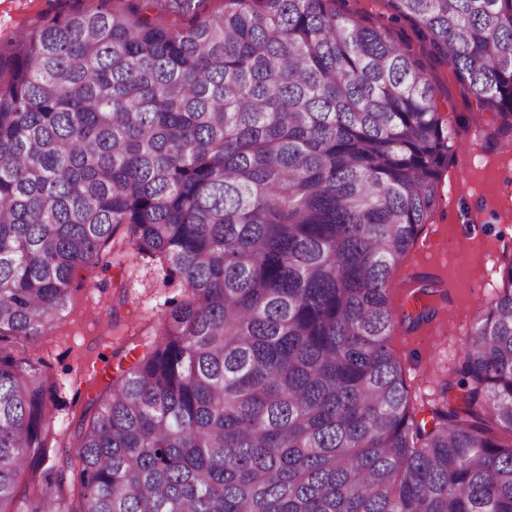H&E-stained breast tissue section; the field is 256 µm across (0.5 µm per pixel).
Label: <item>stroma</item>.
<instances>
[{
	"instance_id": "35a3bbf8",
	"label": "stroma",
	"mask_w": 512,
	"mask_h": 512,
	"mask_svg": "<svg viewBox=\"0 0 512 512\" xmlns=\"http://www.w3.org/2000/svg\"><path fill=\"white\" fill-rule=\"evenodd\" d=\"M94 0H0V48L25 39L55 15ZM350 14L401 42L419 62L438 101L448 106L455 151L442 171L441 196L415 246L394 268L390 302L400 309L428 281L422 301L434 317L405 327L390 347L413 404L427 411L460 360L472 323L502 286L512 265V140L501 138L494 114L477 113L473 95L416 24L389 0H336ZM91 286L73 290L65 317L36 351L56 384L50 406L56 431L75 437L91 397L133 366L153 339L166 303L183 298L165 284L157 259L115 253L108 270L93 269Z\"/></svg>"
}]
</instances>
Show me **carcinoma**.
<instances>
[{
	"label": "carcinoma",
	"mask_w": 512,
	"mask_h": 512,
	"mask_svg": "<svg viewBox=\"0 0 512 512\" xmlns=\"http://www.w3.org/2000/svg\"><path fill=\"white\" fill-rule=\"evenodd\" d=\"M125 0L0 56V512H512V268L436 422L389 304L454 148L418 63L335 0ZM512 133V0H391ZM186 295L93 400L79 507L36 476L54 386L15 344L64 316L112 239ZM23 501L29 508L15 504Z\"/></svg>",
	"instance_id": "carcinoma-1"
}]
</instances>
